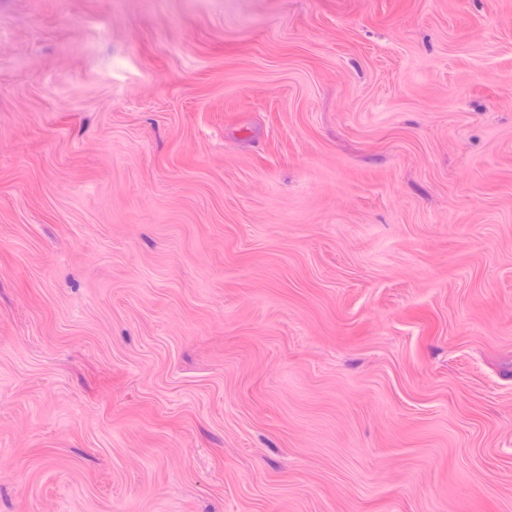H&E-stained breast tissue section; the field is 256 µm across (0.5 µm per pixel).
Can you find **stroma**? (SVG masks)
I'll use <instances>...</instances> for the list:
<instances>
[{
	"instance_id": "stroma-1",
	"label": "stroma",
	"mask_w": 512,
	"mask_h": 512,
	"mask_svg": "<svg viewBox=\"0 0 512 512\" xmlns=\"http://www.w3.org/2000/svg\"><path fill=\"white\" fill-rule=\"evenodd\" d=\"M0 512H512V0H0Z\"/></svg>"
}]
</instances>
